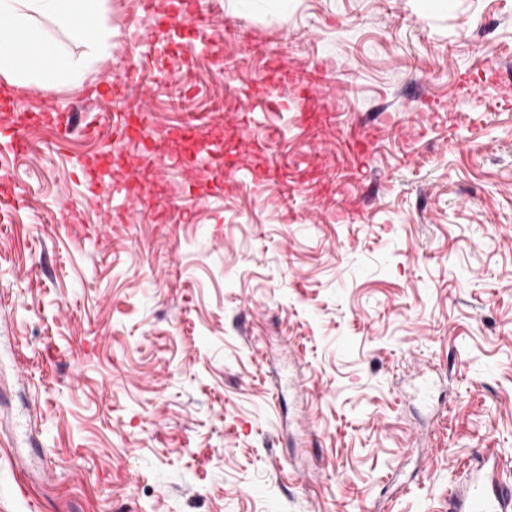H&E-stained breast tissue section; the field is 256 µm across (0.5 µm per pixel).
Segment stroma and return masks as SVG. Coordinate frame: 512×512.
Wrapping results in <instances>:
<instances>
[{
    "instance_id": "stroma-1",
    "label": "stroma",
    "mask_w": 512,
    "mask_h": 512,
    "mask_svg": "<svg viewBox=\"0 0 512 512\" xmlns=\"http://www.w3.org/2000/svg\"><path fill=\"white\" fill-rule=\"evenodd\" d=\"M140 2L81 83L0 76L98 127L0 146V512H448L512 460V0H194L208 50L163 58ZM265 58L326 64L327 124ZM132 152L138 202L89 189ZM265 84L260 87V93L265 97L275 96L284 97L288 93V88H294L302 93L303 106L302 116L306 119H314L315 115L310 111L311 102L321 96V84L310 81L306 76L304 80H297L294 76H287L282 73L276 66L270 67L269 75L265 76ZM116 134L120 139L134 141L143 139L144 135V117L138 113L136 117L133 114L125 113L117 120L115 125Z\"/></svg>"
}]
</instances>
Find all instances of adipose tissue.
I'll return each mask as SVG.
<instances>
[{
  "label": "adipose tissue",
  "mask_w": 512,
  "mask_h": 512,
  "mask_svg": "<svg viewBox=\"0 0 512 512\" xmlns=\"http://www.w3.org/2000/svg\"><path fill=\"white\" fill-rule=\"evenodd\" d=\"M50 18L85 50L73 56L38 28ZM107 0H0V75L17 87L75 82L112 55Z\"/></svg>",
  "instance_id": "ef3b65f1"
}]
</instances>
